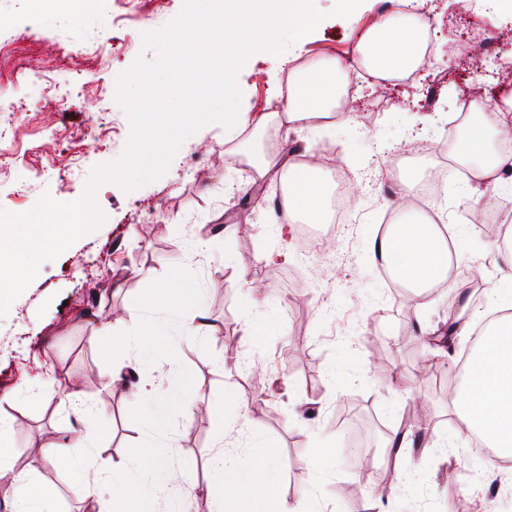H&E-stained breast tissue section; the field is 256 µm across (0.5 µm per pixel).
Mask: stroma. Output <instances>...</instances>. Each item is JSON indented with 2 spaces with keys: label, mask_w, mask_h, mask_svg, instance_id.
Masks as SVG:
<instances>
[{
  "label": "stroma",
  "mask_w": 512,
  "mask_h": 512,
  "mask_svg": "<svg viewBox=\"0 0 512 512\" xmlns=\"http://www.w3.org/2000/svg\"><path fill=\"white\" fill-rule=\"evenodd\" d=\"M313 2L326 18L304 41L277 56L255 53L240 69L241 109L269 111L271 102L285 99L289 69L331 55L360 77L351 121L246 130L245 139L271 164L262 178L246 162L232 161L223 128L209 125L183 143L159 180L128 193L101 183L94 198L103 222L45 263L0 318V417L10 425L16 467L36 470L57 512H87V502L73 491V471L40 460L37 451L64 441L81 420L48 395L3 399L44 364L70 377L80 397L100 410L107 435L98 445L96 468L133 467L132 448L153 436L175 450L168 464L174 481L195 474L191 512L213 508L205 470L211 451L224 441L247 448L256 435L278 455L282 497L308 500L316 512H378L373 489L383 481L394 488L399 512H473L478 499L486 512H512V468L486 474L482 457L456 435L451 396L413 373L422 358L456 375L474 332L512 293L498 252L462 203L473 179L448 153L460 99L494 104L512 94V16L498 14L493 0H412L410 11L430 22L433 60L413 80L381 83L364 80L357 45L396 9L395 0H364L348 18L332 16L336 0ZM181 6L182 0H146L143 19L119 29L115 0H90L75 29L68 0H0V40L70 90L58 109L38 78L0 67V95L15 97L18 105L0 112V126L23 129L27 149L9 173L25 190L0 201V209L25 212L45 192L60 202L76 201L93 169L120 157L129 118L112 87L138 55L153 58L143 48V32L165 26ZM102 34L119 51L82 71L57 69L60 48L76 57L85 39ZM324 152L339 162L322 169L329 187L342 179L357 193L333 248L306 261L303 242L274 229L288 190L282 165H304L311 154ZM443 163L448 175L436 198L416 202L413 213L427 220L432 209L445 212L458 256L454 277L472 287H447L418 300L416 332L406 342L402 307L409 296L387 286L368 252L383 222L399 218L400 176L420 180ZM278 252L291 253L292 261L267 262V254ZM246 280L264 285L265 303H251L242 287ZM466 295L472 305L465 312ZM97 307L111 309L116 338L130 317L149 339L158 323L175 324L199 310L214 333L186 344L172 339L161 360L139 363L132 354L92 343ZM461 311L471 334L447 346L433 341V331L447 330L449 318ZM257 320L274 326L259 349L246 334ZM256 357L264 365L261 385L243 378L228 387L226 374L237 359ZM120 368L135 372L136 383L113 386L112 373ZM172 385L183 403L202 397L208 409L188 415L181 405L141 395ZM412 414L435 425L436 433L381 457L367 474L349 459L352 425L373 438L396 431Z\"/></svg>",
  "instance_id": "1"
}]
</instances>
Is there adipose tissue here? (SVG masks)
Masks as SVG:
<instances>
[{
	"instance_id": "1",
	"label": "adipose tissue",
	"mask_w": 512,
	"mask_h": 512,
	"mask_svg": "<svg viewBox=\"0 0 512 512\" xmlns=\"http://www.w3.org/2000/svg\"><path fill=\"white\" fill-rule=\"evenodd\" d=\"M428 21L419 14L395 12L374 25L358 50L364 65L384 81L403 77L422 64L423 43L429 33ZM350 71L339 59L315 61L288 75V95L284 117L291 124H315L328 114L344 121L336 109L338 89L349 82ZM512 137V97L505 106L489 105L473 112L467 132L450 147L451 156L470 164L475 181H497L502 169L512 166V157L494 153L493 138ZM288 192L281 202L279 220L290 223L304 214L313 222H323L329 190L315 169L288 165ZM373 255L395 270L401 284L417 290L450 280L448 243L432 224L391 225L373 249ZM39 392L60 396L83 420L64 444L45 449L53 463L70 468H86L92 445L105 430L96 420L95 409L87 406L72 389L69 379L54 367H47L35 383ZM457 432L462 439L481 435L494 457L490 468L512 461V314L494 321L491 331L473 355L465 388L454 400ZM249 463H242L234 450L217 448L208 457L206 469L211 486L222 492L214 501L213 512H236L235 505L244 490H252L248 512H310L308 502L281 504L276 478L277 455L266 440L250 448ZM173 448L156 446L145 437L134 450L135 470L96 477L97 486L106 488L108 512H128L129 499H137V512H158V490L149 479L165 472ZM0 479L13 488L12 512H50V494L35 493L31 471L16 469L10 452L0 450Z\"/></svg>"
}]
</instances>
